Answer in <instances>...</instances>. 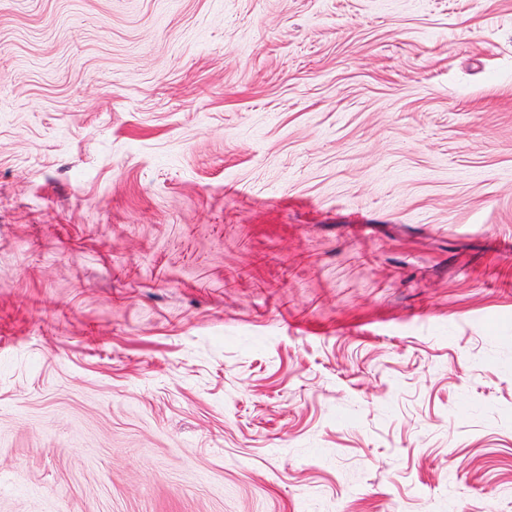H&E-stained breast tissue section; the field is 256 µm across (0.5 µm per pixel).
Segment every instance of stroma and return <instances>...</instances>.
I'll return each mask as SVG.
<instances>
[{
	"label": "stroma",
	"mask_w": 512,
	"mask_h": 512,
	"mask_svg": "<svg viewBox=\"0 0 512 512\" xmlns=\"http://www.w3.org/2000/svg\"><path fill=\"white\" fill-rule=\"evenodd\" d=\"M0 512H512V0H0Z\"/></svg>",
	"instance_id": "35a3bbf8"
}]
</instances>
